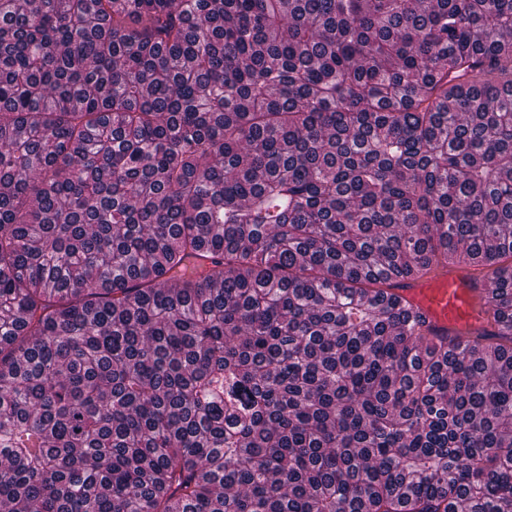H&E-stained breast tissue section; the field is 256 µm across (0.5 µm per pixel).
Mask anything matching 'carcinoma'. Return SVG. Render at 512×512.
Here are the masks:
<instances>
[{
    "label": "carcinoma",
    "instance_id": "cac0c4a2",
    "mask_svg": "<svg viewBox=\"0 0 512 512\" xmlns=\"http://www.w3.org/2000/svg\"><path fill=\"white\" fill-rule=\"evenodd\" d=\"M0 512H512V0H0ZM488 276L465 267L440 269L423 279L404 282L394 292L424 315L429 334L448 335V342L458 334H476L485 329L480 295Z\"/></svg>",
    "mask_w": 512,
    "mask_h": 512
}]
</instances>
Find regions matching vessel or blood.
Returning <instances> with one entry per match:
<instances>
[{
    "label": "vessel or blood",
    "instance_id": "vessel-or-blood-1",
    "mask_svg": "<svg viewBox=\"0 0 512 512\" xmlns=\"http://www.w3.org/2000/svg\"><path fill=\"white\" fill-rule=\"evenodd\" d=\"M486 280V274L458 266L405 282L399 293L424 315L430 333L453 338L485 330L480 295Z\"/></svg>",
    "mask_w": 512,
    "mask_h": 512
}]
</instances>
